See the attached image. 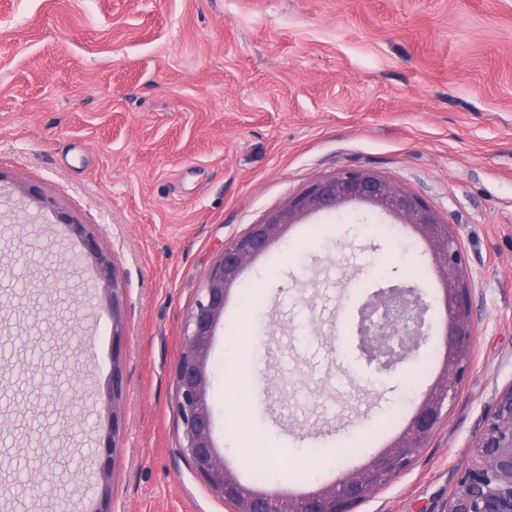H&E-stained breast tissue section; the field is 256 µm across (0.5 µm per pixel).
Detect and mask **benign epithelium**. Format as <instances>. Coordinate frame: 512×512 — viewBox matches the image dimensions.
I'll return each mask as SVG.
<instances>
[{
    "instance_id": "1",
    "label": "benign epithelium",
    "mask_w": 512,
    "mask_h": 512,
    "mask_svg": "<svg viewBox=\"0 0 512 512\" xmlns=\"http://www.w3.org/2000/svg\"><path fill=\"white\" fill-rule=\"evenodd\" d=\"M347 203L368 204L381 213L412 227L427 243L428 251L444 282L443 304L445 357L435 387L425 395L399 438L374 456L358 473L330 488H321L302 498L261 493L244 487L225 467L215 447L212 418L207 399L208 360L217 325L224 314L225 300L243 269L264 253L276 239L306 215L333 211ZM81 239L85 252L70 255L64 264L74 269L93 260L97 280L104 285L106 302H115L116 274L111 260L99 248L93 233L82 224L64 219ZM469 290L464 272V255L452 225L415 194L383 176L367 170H344L315 180L282 209L224 247L210 268L204 287L189 310L176 366V412L182 424V451L210 491L232 506L231 512H352L375 489L410 465L424 447L447 409L471 362L473 324L467 308ZM385 318L378 322L372 310L358 309V334L363 336L369 358L392 368L405 361L384 354L371 336L423 334L426 306L411 287L380 291ZM123 379L113 366L109 384L112 424L104 445L109 448L119 432L117 413ZM471 462L462 470L457 487L448 499V512H512V381L495 390L481 428L476 432Z\"/></svg>"
}]
</instances>
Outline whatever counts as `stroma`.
Returning a JSON list of instances; mask_svg holds the SVG:
<instances>
[{
    "mask_svg": "<svg viewBox=\"0 0 512 512\" xmlns=\"http://www.w3.org/2000/svg\"><path fill=\"white\" fill-rule=\"evenodd\" d=\"M344 168L389 178L454 226L474 321L452 406L353 512H448L485 408L512 381V0H0V419L13 423L0 458L30 474L45 448L67 468L60 488L0 470V512H92L104 465L110 512H229L181 452L186 315L226 244ZM64 215L112 261L121 338L111 309L87 302L91 264L43 288L60 252L82 249ZM391 285L429 306L407 374L369 364L355 337L360 301ZM441 295L424 242L368 206L287 230L231 287L209 357L228 469L288 496L386 449L441 374ZM245 326L249 347L234 342ZM231 365L263 374L249 416L262 451L242 448L225 403ZM54 378L94 392L95 413L41 414L32 391ZM122 386L123 379L121 372L116 366V363H113V371H112V380L109 384V401L112 403V424L109 425L106 436L104 437V447L103 448H112L113 442L117 433L119 432V418L117 413L119 399L122 395ZM112 446V447H111Z\"/></svg>",
    "mask_w": 512,
    "mask_h": 512,
    "instance_id": "1",
    "label": "stroma"
}]
</instances>
